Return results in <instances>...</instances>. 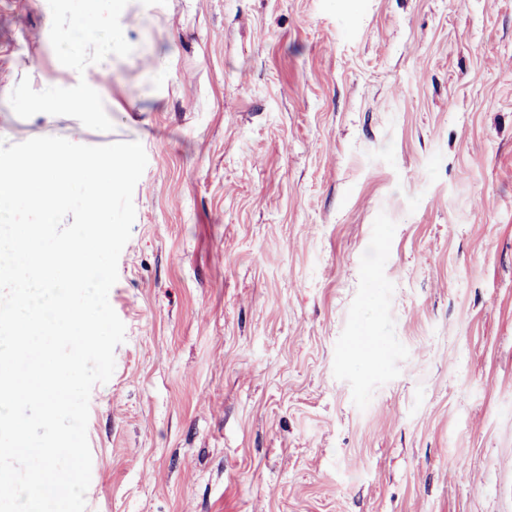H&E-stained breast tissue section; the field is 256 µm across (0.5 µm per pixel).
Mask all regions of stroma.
Wrapping results in <instances>:
<instances>
[{"label":"stroma","mask_w":512,"mask_h":512,"mask_svg":"<svg viewBox=\"0 0 512 512\" xmlns=\"http://www.w3.org/2000/svg\"><path fill=\"white\" fill-rule=\"evenodd\" d=\"M95 23L0 0V138L148 159L86 512H512V0H131L18 107ZM78 2V10L90 12L94 16L98 12L112 13L111 35L105 42L67 40L61 44L62 55L67 61L73 80L66 84L57 82L47 84L45 95L38 102V107L42 112H55L67 108H75L78 112H85L91 116L102 112L101 93L88 88L81 79L84 68L82 61L86 58L88 43H94L100 60H107L112 55L120 53L128 41L126 28L118 22L127 9V0H79Z\"/></svg>","instance_id":"stroma-1"}]
</instances>
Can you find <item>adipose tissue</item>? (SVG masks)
<instances>
[{"label":"adipose tissue","mask_w":512,"mask_h":512,"mask_svg":"<svg viewBox=\"0 0 512 512\" xmlns=\"http://www.w3.org/2000/svg\"><path fill=\"white\" fill-rule=\"evenodd\" d=\"M128 6L127 0H79L81 10L98 13L109 12L114 18L111 35L107 41L88 45L84 41L67 40L61 45V52L73 76L72 81L60 84H47L45 94L40 98L38 107L44 112L73 108L90 115L102 111V95L99 91L88 88L81 79L82 62L86 57L87 47H94L100 59H108L120 53L127 41L128 35L119 19Z\"/></svg>","instance_id":"1"}]
</instances>
